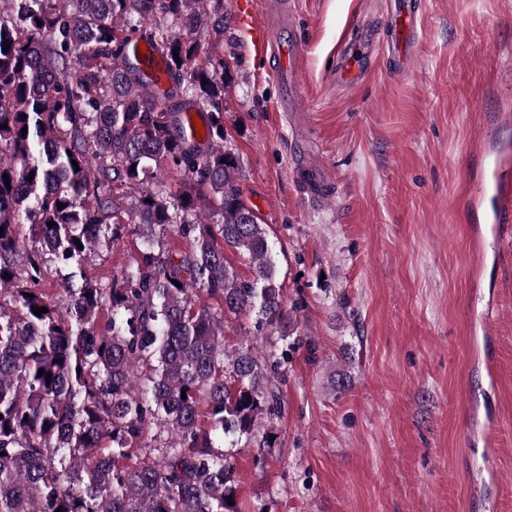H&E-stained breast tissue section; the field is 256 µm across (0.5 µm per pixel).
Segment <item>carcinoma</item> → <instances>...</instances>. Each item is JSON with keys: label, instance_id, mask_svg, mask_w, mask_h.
Masks as SVG:
<instances>
[{"label": "carcinoma", "instance_id": "1", "mask_svg": "<svg viewBox=\"0 0 512 512\" xmlns=\"http://www.w3.org/2000/svg\"><path fill=\"white\" fill-rule=\"evenodd\" d=\"M213 1L0 0V512H238L216 442L281 413L265 379L288 354L224 344L225 316L276 328L288 311L224 146ZM139 41L166 62L160 94L128 55ZM125 235L132 262L88 278ZM53 264L69 272L49 292Z\"/></svg>", "mask_w": 512, "mask_h": 512}]
</instances>
